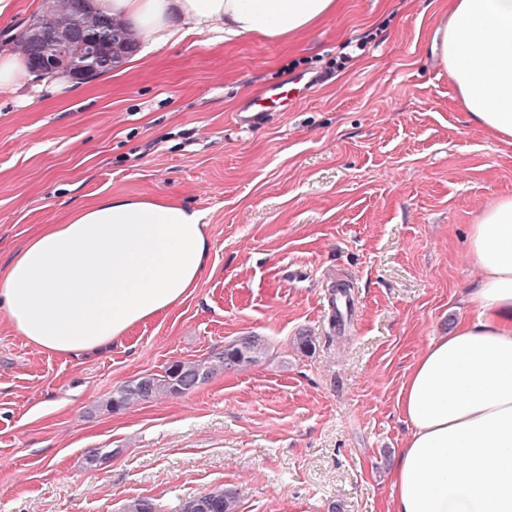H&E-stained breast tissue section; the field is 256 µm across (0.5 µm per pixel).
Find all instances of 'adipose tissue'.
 <instances>
[{
	"label": "adipose tissue",
	"mask_w": 512,
	"mask_h": 512,
	"mask_svg": "<svg viewBox=\"0 0 512 512\" xmlns=\"http://www.w3.org/2000/svg\"><path fill=\"white\" fill-rule=\"evenodd\" d=\"M155 36L220 23L285 41L343 0H95ZM432 51L470 122L512 145V0H448ZM468 250L471 316L430 342L399 398L410 428L390 474L392 512H512V194L482 206ZM198 211L109 194L48 224L0 269V308L38 349L74 356L182 304L208 269Z\"/></svg>",
	"instance_id": "obj_1"
}]
</instances>
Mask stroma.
I'll list each match as a JSON object with an SVG mask.
<instances>
[{
    "label": "stroma",
    "instance_id": "stroma-1",
    "mask_svg": "<svg viewBox=\"0 0 512 512\" xmlns=\"http://www.w3.org/2000/svg\"><path fill=\"white\" fill-rule=\"evenodd\" d=\"M439 6L347 0L290 42L205 23L140 39L128 71L0 93V267L43 225L125 193L199 211L214 268L78 358L28 344L0 311V512H120L136 496L174 512L220 486L239 512H390L402 385L469 315V226L512 192V146L469 123L430 51ZM298 74L320 79L307 98L237 124L248 97ZM343 281L339 333L328 299ZM250 334L269 345L260 363L106 409L118 386Z\"/></svg>",
    "mask_w": 512,
    "mask_h": 512
}]
</instances>
